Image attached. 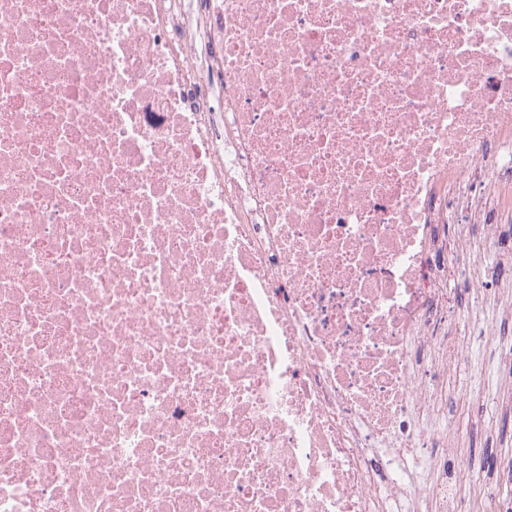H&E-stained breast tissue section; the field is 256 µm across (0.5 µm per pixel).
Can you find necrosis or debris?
Returning <instances> with one entry per match:
<instances>
[{"mask_svg":"<svg viewBox=\"0 0 512 512\" xmlns=\"http://www.w3.org/2000/svg\"><path fill=\"white\" fill-rule=\"evenodd\" d=\"M511 223L512 0H0V512H466ZM483 368V376L478 374ZM488 359L482 345L478 342L474 344L473 360L468 367H464L458 374V378L471 380L473 389L478 395L469 402H463L456 398L453 389L457 386V381L450 379L448 381V415L454 416L460 421L465 422L473 414L482 413L486 409L489 412L490 398L487 395V378L489 373Z\"/></svg>","mask_w":512,"mask_h":512,"instance_id":"necrosis-or-debris-1","label":"necrosis or debris"}]
</instances>
